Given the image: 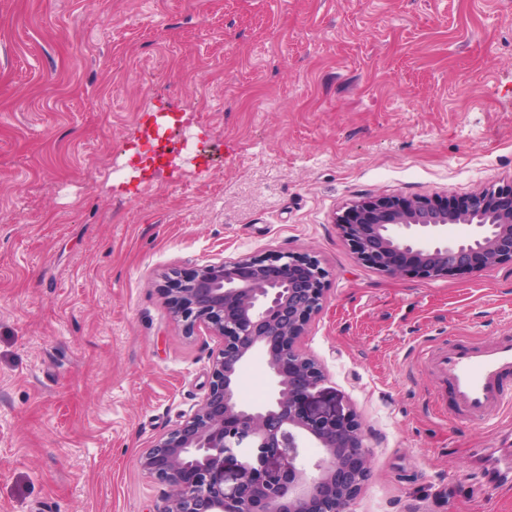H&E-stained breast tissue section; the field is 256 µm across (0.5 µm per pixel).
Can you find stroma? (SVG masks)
I'll use <instances>...</instances> for the list:
<instances>
[{
  "mask_svg": "<svg viewBox=\"0 0 512 512\" xmlns=\"http://www.w3.org/2000/svg\"><path fill=\"white\" fill-rule=\"evenodd\" d=\"M512 180V0H0V512H156L140 457L220 337L163 275L274 251L329 276L301 338L373 437L352 512H512V428L421 367L512 334V265L386 277L334 217Z\"/></svg>",
  "mask_w": 512,
  "mask_h": 512,
  "instance_id": "obj_1",
  "label": "stroma"
}]
</instances>
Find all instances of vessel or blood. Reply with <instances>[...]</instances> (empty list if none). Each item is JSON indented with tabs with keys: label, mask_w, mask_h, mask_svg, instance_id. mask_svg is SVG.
<instances>
[{
	"label": "vessel or blood",
	"mask_w": 512,
	"mask_h": 512,
	"mask_svg": "<svg viewBox=\"0 0 512 512\" xmlns=\"http://www.w3.org/2000/svg\"><path fill=\"white\" fill-rule=\"evenodd\" d=\"M427 371L448 383L455 415L472 425H487L512 404V336L490 343L454 339L428 352Z\"/></svg>",
	"instance_id": "obj_1"
}]
</instances>
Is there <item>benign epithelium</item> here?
Wrapping results in <instances>:
<instances>
[{
	"instance_id": "1",
	"label": "benign epithelium",
	"mask_w": 512,
	"mask_h": 512,
	"mask_svg": "<svg viewBox=\"0 0 512 512\" xmlns=\"http://www.w3.org/2000/svg\"><path fill=\"white\" fill-rule=\"evenodd\" d=\"M335 223L358 261L390 277L407 269L471 277L512 265V181L471 192L463 206L448 196L373 195ZM451 224L468 234L448 240ZM270 266L298 273L275 278ZM327 277L320 260L277 252L166 278L174 317L224 344L200 404L140 458L169 488L157 512H351L370 475V439L349 402L324 395L321 367L299 346ZM256 356L268 369V396L246 404L239 377ZM310 448L320 453L313 463Z\"/></svg>"
}]
</instances>
